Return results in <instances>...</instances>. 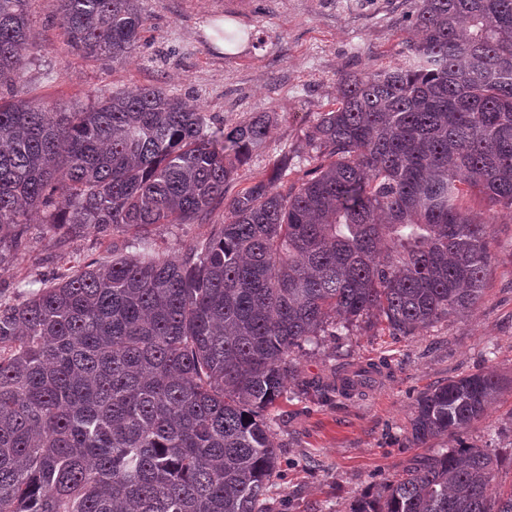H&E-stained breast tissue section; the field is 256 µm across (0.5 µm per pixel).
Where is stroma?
Here are the masks:
<instances>
[{
  "instance_id": "obj_1",
  "label": "stroma",
  "mask_w": 512,
  "mask_h": 512,
  "mask_svg": "<svg viewBox=\"0 0 512 512\" xmlns=\"http://www.w3.org/2000/svg\"><path fill=\"white\" fill-rule=\"evenodd\" d=\"M418 0H140L148 25L135 57L123 64L71 52L51 0H29L33 59L18 97L68 109L100 90L161 87L206 112L213 127L264 112L268 147L240 166L236 193L261 179L274 159L298 147L320 113L333 108L340 77L398 60ZM231 20L236 53L222 50L214 29ZM207 224H155L148 234L173 253L205 237ZM124 233L87 228L61 234L32 223L25 247L0 265V299L17 300L33 276L52 279L83 261L106 262ZM484 294L474 315L434 324L416 336L355 327L295 353L287 393L270 408L282 448L269 512H350L419 456L462 445L490 448L502 464L497 481L512 485V222L494 227ZM375 365L350 398L323 393L316 381L334 370ZM491 372L504 388L487 415L460 435L424 444L408 439L419 395L448 379Z\"/></svg>"
}]
</instances>
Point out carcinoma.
<instances>
[{
	"mask_svg": "<svg viewBox=\"0 0 512 512\" xmlns=\"http://www.w3.org/2000/svg\"><path fill=\"white\" fill-rule=\"evenodd\" d=\"M78 55L128 61L139 0H53ZM400 62L347 74L293 157L227 196L267 147L259 114L215 130L160 87L77 112L0 99V264L38 217L55 232L224 222L175 254L112 242L0 301V512H266L281 448L264 411L290 356L361 324L413 336L476 309L494 225L512 221V0H418ZM32 58L28 0H0V86ZM496 207L480 220L461 200ZM360 369L336 378L347 394ZM502 384L421 394L414 442L457 436ZM499 454L413 460L352 512H512Z\"/></svg>",
	"mask_w": 512,
	"mask_h": 512,
	"instance_id": "1",
	"label": "carcinoma"
}]
</instances>
